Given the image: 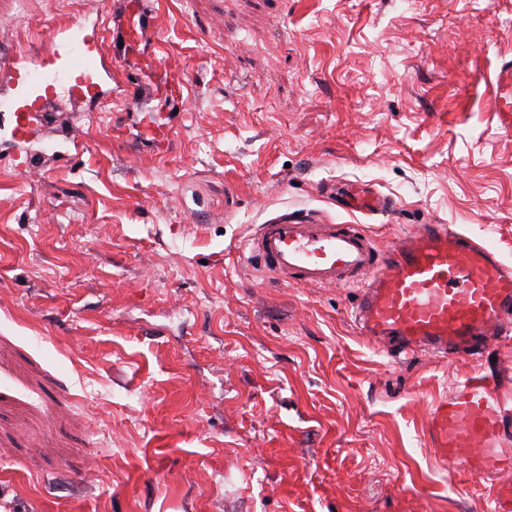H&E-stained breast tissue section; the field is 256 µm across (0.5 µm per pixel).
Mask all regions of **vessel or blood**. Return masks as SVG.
<instances>
[{"label":"vessel or blood","instance_id":"b4317fda","mask_svg":"<svg viewBox=\"0 0 512 512\" xmlns=\"http://www.w3.org/2000/svg\"><path fill=\"white\" fill-rule=\"evenodd\" d=\"M87 29L82 20L50 34V47L24 51L8 67L13 133L31 137L60 95L78 106L105 99V80L114 61L155 36V17L143 0H122L116 20L119 46L104 56L94 43L77 47ZM158 153H165L172 129L152 115L142 121ZM340 204L380 212L381 195L342 185ZM246 261L281 283L355 289L351 312L360 333L394 358L428 353L439 358L483 357L491 344L512 340V265L498 251L450 224H422L379 248L358 224H316L283 214L259 225L244 245ZM426 439L443 464L474 477H493L492 512H512V366L476 373L435 400Z\"/></svg>","mask_w":512,"mask_h":512}]
</instances>
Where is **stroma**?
Returning a JSON list of instances; mask_svg holds the SVG:
<instances>
[{
  "label": "stroma",
  "instance_id": "1",
  "mask_svg": "<svg viewBox=\"0 0 512 512\" xmlns=\"http://www.w3.org/2000/svg\"><path fill=\"white\" fill-rule=\"evenodd\" d=\"M190 88L156 155L120 95L0 116V512H475L490 485L423 445L478 361L391 359L350 288L278 283L240 248L285 213L380 247L453 224L512 263V0H148ZM0 54L95 20L12 0ZM369 186L384 214L337 206Z\"/></svg>",
  "mask_w": 512,
  "mask_h": 512
}]
</instances>
